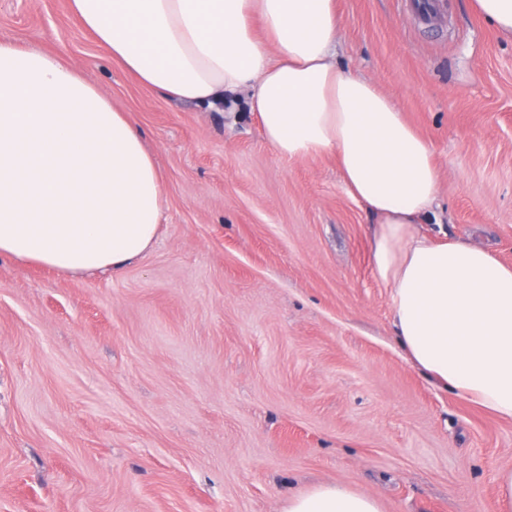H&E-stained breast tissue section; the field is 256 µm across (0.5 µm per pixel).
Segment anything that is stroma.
<instances>
[{"label": "stroma", "instance_id": "35a3bbf8", "mask_svg": "<svg viewBox=\"0 0 512 512\" xmlns=\"http://www.w3.org/2000/svg\"><path fill=\"white\" fill-rule=\"evenodd\" d=\"M339 60L434 151L436 240L512 265V36L445 0H338ZM0 38L78 65L142 131L166 208L121 274L0 257V512H282L337 482L384 512H497L512 420L413 365L375 230L335 158L286 160L246 94L204 111L140 85L67 0H0Z\"/></svg>", "mask_w": 512, "mask_h": 512}]
</instances>
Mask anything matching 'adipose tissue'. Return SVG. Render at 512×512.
<instances>
[{
  "instance_id": "obj_1",
  "label": "adipose tissue",
  "mask_w": 512,
  "mask_h": 512,
  "mask_svg": "<svg viewBox=\"0 0 512 512\" xmlns=\"http://www.w3.org/2000/svg\"><path fill=\"white\" fill-rule=\"evenodd\" d=\"M146 87L220 108L248 90L282 158L335 156L376 224L370 267L410 361L512 420V266L418 229L438 199L430 143L371 77L336 60L337 0H67ZM162 182L140 131L76 67L0 39V257L63 276L121 273L157 236ZM283 512H383L324 483Z\"/></svg>"
}]
</instances>
